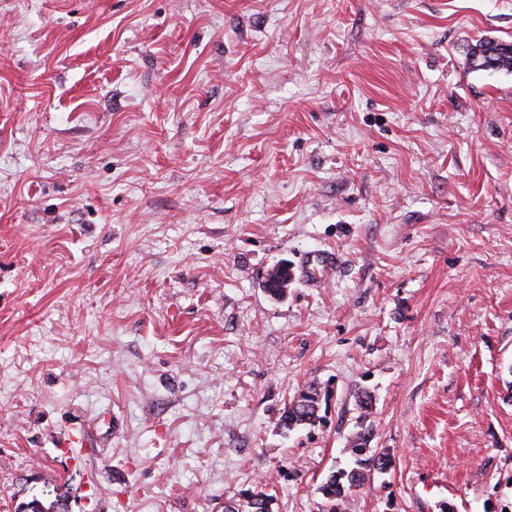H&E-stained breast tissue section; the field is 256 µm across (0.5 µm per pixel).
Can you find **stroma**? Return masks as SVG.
Instances as JSON below:
<instances>
[{"mask_svg":"<svg viewBox=\"0 0 512 512\" xmlns=\"http://www.w3.org/2000/svg\"><path fill=\"white\" fill-rule=\"evenodd\" d=\"M484 38L512 0H0V512H322L365 428L389 465L345 512H512ZM291 278L290 268H282L281 263H277L266 271L264 277V288L268 293L269 297L278 300L283 297V288H280L283 284L287 283ZM306 392L307 394H304ZM319 393L318 386L315 384L308 385L302 393V399L299 404L294 405L293 401L285 407L280 420L279 426L282 429L291 431L301 425H312L319 419Z\"/></svg>","mask_w":512,"mask_h":512,"instance_id":"stroma-1","label":"stroma"}]
</instances>
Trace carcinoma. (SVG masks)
I'll use <instances>...</instances> for the list:
<instances>
[{"label": "carcinoma", "mask_w": 512, "mask_h": 512, "mask_svg": "<svg viewBox=\"0 0 512 512\" xmlns=\"http://www.w3.org/2000/svg\"><path fill=\"white\" fill-rule=\"evenodd\" d=\"M468 63L474 71H485L487 67L494 70L512 72V42L481 39L468 52ZM291 278V270L276 264L266 271L264 288L269 297L278 300L283 297L282 285ZM318 386L310 384L299 404L289 403L280 420L281 428L291 431L301 425H311L319 419ZM370 431L359 433L351 441L350 451L356 457L357 467L349 472L330 474L321 487L324 498L323 512H342L348 497L365 485L370 472L385 465L384 457L371 452Z\"/></svg>", "instance_id": "1"}]
</instances>
